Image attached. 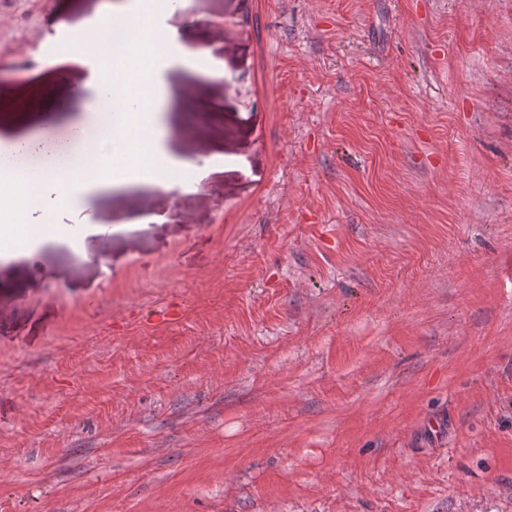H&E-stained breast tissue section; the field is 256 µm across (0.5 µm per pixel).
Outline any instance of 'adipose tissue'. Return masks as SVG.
<instances>
[{
  "mask_svg": "<svg viewBox=\"0 0 512 512\" xmlns=\"http://www.w3.org/2000/svg\"><path fill=\"white\" fill-rule=\"evenodd\" d=\"M172 0H135L112 14L117 38L74 30L70 47L86 55L89 85L109 97L113 109L77 123L68 149L73 162L63 171H48L37 178L11 168H0V241L11 243L18 255H29L18 227L31 209L38 207L47 187H54L59 200L74 204L81 191H102L136 182L167 190L189 185L200 169L168 155L162 148V131L156 119L160 88L155 75L176 62L195 67V54L176 51L178 38L161 24ZM105 139H97L99 128Z\"/></svg>",
  "mask_w": 512,
  "mask_h": 512,
  "instance_id": "1",
  "label": "adipose tissue"
}]
</instances>
